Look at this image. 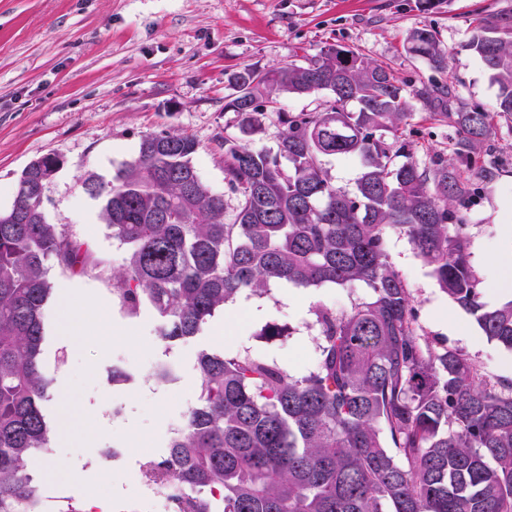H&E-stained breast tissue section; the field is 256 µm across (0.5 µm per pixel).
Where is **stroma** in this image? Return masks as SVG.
Listing matches in <instances>:
<instances>
[{"label": "stroma", "mask_w": 512, "mask_h": 512, "mask_svg": "<svg viewBox=\"0 0 512 512\" xmlns=\"http://www.w3.org/2000/svg\"><path fill=\"white\" fill-rule=\"evenodd\" d=\"M509 11L512 0H440L431 9L421 0H0V210L11 206L17 178L31 161L61 158L44 190L45 208L51 223L91 245L94 261L80 274L51 268L50 280L57 292L70 288L102 301L109 330L100 336L87 327L74 342L60 343L61 305L51 299L42 370L50 382L65 378L67 389L43 405L55 464L53 478L43 482L46 512L82 507L93 495L111 502L112 512H167L141 465L165 453L196 402L198 352L260 355L291 375L307 374L318 358L316 308L346 311L364 294L277 284L264 295L238 297L195 339L164 351L155 314L128 315L112 293L122 253L98 202L84 190L87 174H108L130 159L145 134L182 133L199 144L194 163L203 182L234 207L237 199L224 186V137L238 133L233 113L224 109L234 72L342 45L418 86L438 76L404 49L407 33L423 26L435 30L448 52L446 78L457 108L493 111L496 90L469 47L472 21ZM494 123L480 159L498 175L460 208L472 265L488 289L499 281L498 254L512 251V241L500 234L512 213V119ZM452 131V119L432 120L419 109L405 135L415 159L429 166L449 158ZM388 250L429 344L466 354L488 377L512 379V351L482 336L408 238L391 234ZM269 324L287 328V335H264ZM162 362L175 365V381L155 380ZM116 366L127 381L112 383ZM101 399L108 403L104 415L88 413ZM113 447L120 456L101 461V449Z\"/></svg>", "instance_id": "1"}]
</instances>
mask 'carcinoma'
<instances>
[{"label": "carcinoma", "mask_w": 512, "mask_h": 512, "mask_svg": "<svg viewBox=\"0 0 512 512\" xmlns=\"http://www.w3.org/2000/svg\"><path fill=\"white\" fill-rule=\"evenodd\" d=\"M476 30L469 47L497 88L496 109L455 113L445 164L420 166L403 128L418 105L448 117L451 86L408 89L388 66L330 46L301 64L233 75L237 96L224 104L239 132L224 137L231 220L187 135H144L110 177L85 178L125 254L113 294L130 315L155 311L167 351L275 282L365 289L346 312L315 311L319 359L306 375L261 356L199 354L197 403L145 468L171 512H512V379L492 381L468 356L423 340L387 248L390 234L407 236L441 290L512 351V299L484 300L456 209L479 190L458 165L476 164L494 117L512 118V17H481ZM405 50L448 71L426 26L409 32ZM319 94L329 96L319 111L274 108L283 95ZM271 119L282 126L276 149L241 143ZM328 157L358 162L353 190L336 187ZM60 166L51 155L31 162L0 211V512H43L28 461L52 440L42 410L48 264L77 272L92 259L44 207Z\"/></svg>", "instance_id": "carcinoma-1"}]
</instances>
